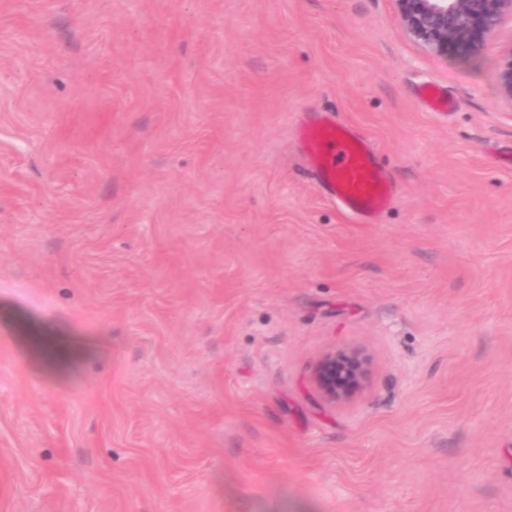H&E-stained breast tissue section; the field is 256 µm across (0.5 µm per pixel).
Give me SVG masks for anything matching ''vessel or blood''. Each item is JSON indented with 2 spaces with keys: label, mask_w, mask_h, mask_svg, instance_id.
Listing matches in <instances>:
<instances>
[{
  "label": "vessel or blood",
  "mask_w": 512,
  "mask_h": 512,
  "mask_svg": "<svg viewBox=\"0 0 512 512\" xmlns=\"http://www.w3.org/2000/svg\"><path fill=\"white\" fill-rule=\"evenodd\" d=\"M422 98L436 112L454 107L436 85L425 86ZM298 134L313 178L345 212L370 218L387 207L392 185L360 135L326 117L303 123Z\"/></svg>",
  "instance_id": "vessel-or-blood-1"
}]
</instances>
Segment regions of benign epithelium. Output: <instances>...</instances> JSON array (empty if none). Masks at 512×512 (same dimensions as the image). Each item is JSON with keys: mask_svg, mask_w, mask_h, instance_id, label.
Wrapping results in <instances>:
<instances>
[{"mask_svg": "<svg viewBox=\"0 0 512 512\" xmlns=\"http://www.w3.org/2000/svg\"><path fill=\"white\" fill-rule=\"evenodd\" d=\"M405 36L429 56L461 59L482 54L488 43L512 25V0H393ZM501 99L512 106V38L503 43L496 69ZM371 362L355 346L322 354L313 385L328 404H347L367 387Z\"/></svg>", "mask_w": 512, "mask_h": 512, "instance_id": "7a95c632", "label": "benign epithelium"}]
</instances>
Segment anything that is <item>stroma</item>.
Segmentation results:
<instances>
[{
    "instance_id": "stroma-1",
    "label": "stroma",
    "mask_w": 512,
    "mask_h": 512,
    "mask_svg": "<svg viewBox=\"0 0 512 512\" xmlns=\"http://www.w3.org/2000/svg\"><path fill=\"white\" fill-rule=\"evenodd\" d=\"M499 50L426 55L392 0H0V512H512ZM326 113L376 223L302 160ZM421 96L427 106L435 112H449L454 108L453 100L439 86H425ZM298 134L313 178L345 212L370 218L387 207L392 185L360 135L326 117L303 123ZM371 362L362 348L333 347L322 354L312 374L313 385L328 404H347L367 387Z\"/></svg>"
}]
</instances>
